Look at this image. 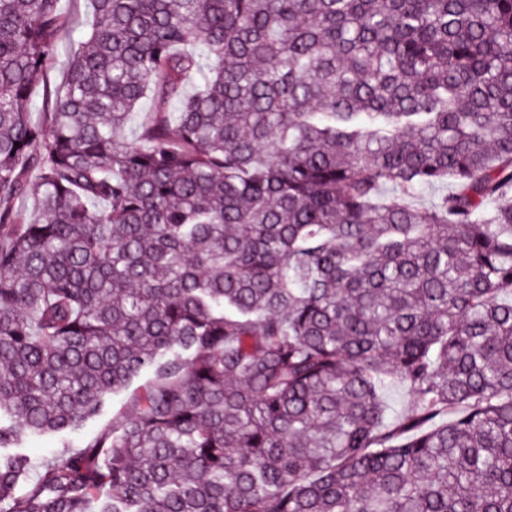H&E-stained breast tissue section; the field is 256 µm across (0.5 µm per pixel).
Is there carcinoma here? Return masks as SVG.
Segmentation results:
<instances>
[{"mask_svg": "<svg viewBox=\"0 0 512 512\" xmlns=\"http://www.w3.org/2000/svg\"><path fill=\"white\" fill-rule=\"evenodd\" d=\"M91 3L0 0V449L152 379L0 512H512V0ZM70 8L74 17L75 28L70 37L59 42L57 49L58 66L50 75L52 81L58 78L59 70H61L63 63L74 49L75 42L82 38L85 31H88L87 24L92 18L91 6L88 0H71Z\"/></svg>", "mask_w": 512, "mask_h": 512, "instance_id": "carcinoma-1", "label": "carcinoma"}]
</instances>
